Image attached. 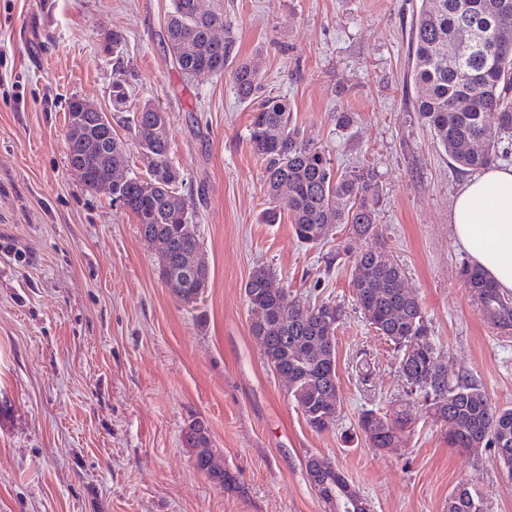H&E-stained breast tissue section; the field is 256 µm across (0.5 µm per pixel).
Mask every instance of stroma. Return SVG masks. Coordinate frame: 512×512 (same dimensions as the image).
I'll return each mask as SVG.
<instances>
[{"mask_svg":"<svg viewBox=\"0 0 512 512\" xmlns=\"http://www.w3.org/2000/svg\"><path fill=\"white\" fill-rule=\"evenodd\" d=\"M169 0H0V512H325L306 461L330 460L372 512H448L460 484L512 512V475L493 449L459 452L424 412L390 448L362 411L407 403L398 354L363 319L346 225L299 242L266 224L263 166L235 63L288 98L334 167L369 168L380 203L373 244L405 269L449 376L475 378L512 408V337L468 295L450 211L466 179L413 107L411 29L420 0H224L230 63L188 79L163 38ZM120 44H113V35ZM169 115L171 158L191 194L209 284L181 302L136 217L87 189L67 161V102ZM271 269L302 302L340 306L341 411L312 429L250 333L244 286ZM205 422L236 486L195 466L185 433Z\"/></svg>","mask_w":512,"mask_h":512,"instance_id":"obj_1","label":"stroma"}]
</instances>
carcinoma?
Masks as SVG:
<instances>
[{
    "mask_svg": "<svg viewBox=\"0 0 512 512\" xmlns=\"http://www.w3.org/2000/svg\"><path fill=\"white\" fill-rule=\"evenodd\" d=\"M215 26H224V0H211L204 12L197 10L195 0H170L164 25L167 47L170 56L178 57L176 68L184 77L224 72L229 42L212 41ZM450 43L464 45L452 60L448 59ZM412 45L414 107L423 124L459 169L474 171L492 165L501 158V139L512 137V0H421ZM233 79L238 97L253 105L249 144L264 166L266 195L271 201L288 196L296 238L315 245L325 224H348L351 234L364 238L375 235L379 203L375 172L335 169L326 151L306 140L288 100L258 98L261 82L251 63H239ZM160 114L161 110L145 105L122 118L145 173L131 176L112 192V200L132 212L138 224L158 228L176 241L184 234L183 226L194 225L195 215L181 192L183 177L170 157L169 139L153 135ZM84 121L86 138L68 141L67 159L70 167L91 172L81 182L94 190V174L110 165L130 166L131 150L120 138L99 130L97 117L87 114ZM352 263L366 269L365 275L351 278L356 304L368 325L397 348L412 406L454 423L448 435L451 448H470L486 436L484 444L494 446L499 462L512 474V408L492 405L472 378L435 375L441 368L439 348L421 304L404 305L405 273L395 259L371 246L354 255ZM460 274L493 327L511 336L512 295L501 293L470 264L463 265ZM273 278L269 269L256 268L255 277L244 286V291L251 292L246 300L250 306L266 309L262 326L266 335L282 337L271 356L278 366L295 374L297 384L288 395L312 428L327 430L336 425L341 399L338 385H333L330 397L319 382L320 342L336 332L342 310L329 301L313 305L298 301L284 312L277 297L261 287V281ZM392 307L403 308V316L392 319ZM412 420L413 410L407 407L383 415L365 410L358 427L373 447L385 448ZM186 443L196 452L198 468L205 457L216 454L208 435H188ZM315 486L325 502L336 495L334 512H357L351 499L362 495L341 471L324 474ZM448 512H485V504L462 484L449 496Z\"/></svg>",
    "mask_w": 512,
    "mask_h": 512,
    "instance_id": "cac0c4a2",
    "label": "carcinoma"
}]
</instances>
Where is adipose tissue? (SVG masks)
Instances as JSON below:
<instances>
[{
	"label": "adipose tissue",
	"instance_id": "1",
	"mask_svg": "<svg viewBox=\"0 0 512 512\" xmlns=\"http://www.w3.org/2000/svg\"><path fill=\"white\" fill-rule=\"evenodd\" d=\"M451 224L471 264L512 294V166L469 178L454 196Z\"/></svg>",
	"mask_w": 512,
	"mask_h": 512
}]
</instances>
